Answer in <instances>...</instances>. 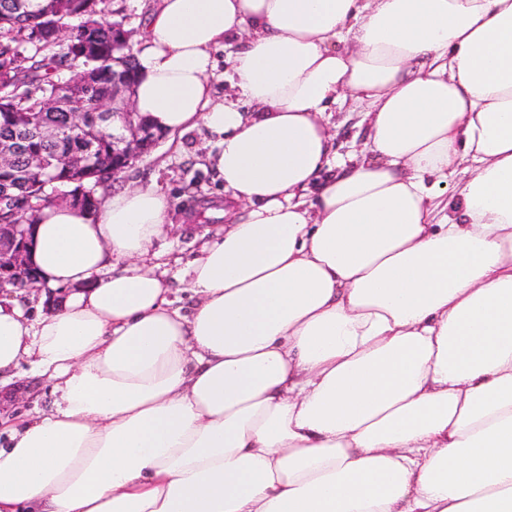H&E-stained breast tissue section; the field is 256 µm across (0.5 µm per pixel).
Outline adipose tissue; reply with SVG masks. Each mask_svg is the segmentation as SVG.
Listing matches in <instances>:
<instances>
[{"label":"adipose tissue","instance_id":"ef3b65f1","mask_svg":"<svg viewBox=\"0 0 512 512\" xmlns=\"http://www.w3.org/2000/svg\"><path fill=\"white\" fill-rule=\"evenodd\" d=\"M241 40L246 113L213 103ZM134 110L204 125L241 215L191 265L189 313L140 263L150 187L33 214L42 285L0 298V512H512V0H157ZM369 141L322 177L320 115ZM457 175L449 184V175ZM239 48L237 42L224 43V47H217L213 51L216 66L209 78L216 102L236 104L243 110H251L252 106L240 96L233 79V58ZM322 117L333 127L336 165H349L360 156L367 142L369 123L364 109L348 99L331 106ZM30 366L22 363L19 368L21 373H26L22 377V383L32 389L35 396L31 399H25L17 405L7 407L1 404V421L10 417L9 423H23L35 418L40 412L46 410L52 401L49 383L41 377L32 376L29 372Z\"/></svg>","mask_w":512,"mask_h":512}]
</instances>
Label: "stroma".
I'll list each match as a JSON object with an SVG mask.
<instances>
[{
  "label": "stroma",
  "mask_w": 512,
  "mask_h": 512,
  "mask_svg": "<svg viewBox=\"0 0 512 512\" xmlns=\"http://www.w3.org/2000/svg\"><path fill=\"white\" fill-rule=\"evenodd\" d=\"M154 0H101L103 19L122 23L125 29L140 31L147 22ZM238 43L232 42L213 52L216 66L210 75L217 102L244 106L245 101L233 79V58ZM323 118L335 134L337 163H350L360 156L368 137V119L363 108L351 101L331 106ZM216 134L199 126L191 131L164 138L151 154L136 161L112 184L113 192L150 186L170 201L172 228L154 241L144 261L165 274L171 288L174 307L189 311L193 300L188 290V271L198 257L206 235L226 228L224 218L210 217L194 221L203 205L224 204V184L211 162L216 152ZM29 364H22V382L33 396L11 407L0 408V416L23 423L46 410L52 401L49 383L30 375Z\"/></svg>",
  "instance_id": "1"
}]
</instances>
